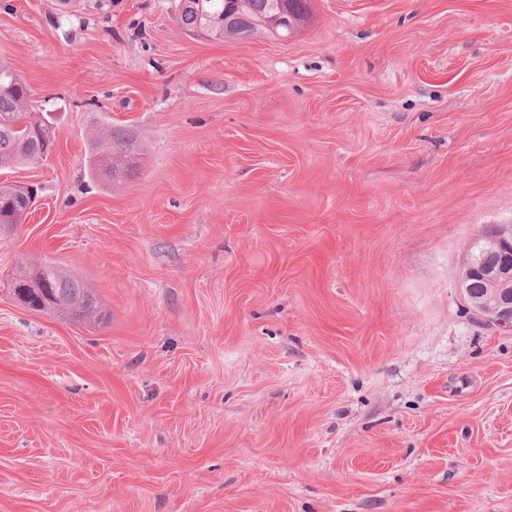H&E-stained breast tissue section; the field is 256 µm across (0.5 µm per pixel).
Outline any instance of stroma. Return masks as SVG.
Instances as JSON below:
<instances>
[{"label":"stroma","instance_id":"obj_1","mask_svg":"<svg viewBox=\"0 0 512 512\" xmlns=\"http://www.w3.org/2000/svg\"><path fill=\"white\" fill-rule=\"evenodd\" d=\"M179 0H0L55 115L0 239V512H512V334L457 288L512 222V0H311L292 38ZM130 137L84 170L91 114ZM22 263L99 316L22 309ZM43 274L53 292L61 299L62 312L79 322L93 315L94 312L87 308L92 291L79 278L53 265H45Z\"/></svg>","mask_w":512,"mask_h":512}]
</instances>
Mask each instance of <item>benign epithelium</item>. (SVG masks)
I'll use <instances>...</instances> for the list:
<instances>
[{"mask_svg": "<svg viewBox=\"0 0 512 512\" xmlns=\"http://www.w3.org/2000/svg\"><path fill=\"white\" fill-rule=\"evenodd\" d=\"M271 34L279 39L297 32L304 14L288 0H276ZM288 29V35L278 27ZM458 288L469 308L496 329L512 333V224H498L491 235L480 233L468 244Z\"/></svg>", "mask_w": 512, "mask_h": 512, "instance_id": "1", "label": "benign epithelium"}]
</instances>
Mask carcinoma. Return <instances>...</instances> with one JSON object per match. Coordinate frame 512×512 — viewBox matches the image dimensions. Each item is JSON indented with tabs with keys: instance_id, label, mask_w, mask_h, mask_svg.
<instances>
[{
	"instance_id": "cac0c4a2",
	"label": "carcinoma",
	"mask_w": 512,
	"mask_h": 512,
	"mask_svg": "<svg viewBox=\"0 0 512 512\" xmlns=\"http://www.w3.org/2000/svg\"><path fill=\"white\" fill-rule=\"evenodd\" d=\"M224 2L192 0V4L179 12L180 28L187 33L203 29L207 37L214 40L227 38ZM235 2L233 37L246 38L266 30L273 0ZM127 145L128 137L112 127L110 117H94L89 126L88 178L110 186L116 179L129 176L131 168L120 162ZM53 149L54 138L48 116L38 110L27 84L0 53V166L19 162L41 164L50 157ZM27 214V197L9 186L0 187V229L4 231L24 223ZM43 274L61 299L62 312L79 322L93 315L87 308L91 290L79 278L53 265L44 266Z\"/></svg>"
}]
</instances>
